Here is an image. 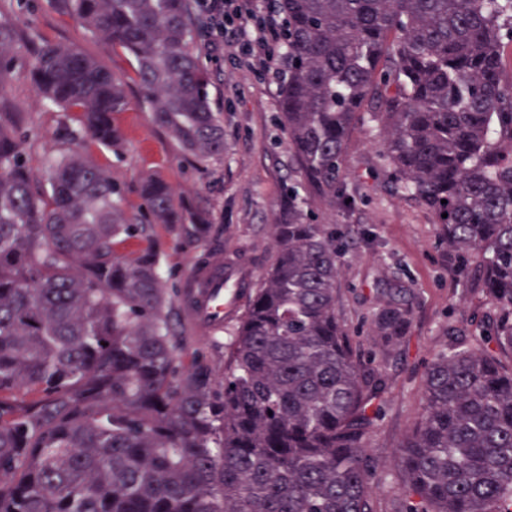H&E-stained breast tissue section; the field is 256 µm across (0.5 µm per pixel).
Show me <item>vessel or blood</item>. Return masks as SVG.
<instances>
[{
	"mask_svg": "<svg viewBox=\"0 0 512 512\" xmlns=\"http://www.w3.org/2000/svg\"><path fill=\"white\" fill-rule=\"evenodd\" d=\"M230 278L224 273V252L212 248L204 263L193 264L184 274L178 293L187 331L199 343H207L224 331V315L234 306L225 298Z\"/></svg>",
	"mask_w": 512,
	"mask_h": 512,
	"instance_id": "1",
	"label": "vessel or blood"
}]
</instances>
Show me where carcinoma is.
Returning <instances> with one entry per match:
<instances>
[{
  "instance_id": "cac0c4a2",
  "label": "carcinoma",
  "mask_w": 512,
  "mask_h": 512,
  "mask_svg": "<svg viewBox=\"0 0 512 512\" xmlns=\"http://www.w3.org/2000/svg\"><path fill=\"white\" fill-rule=\"evenodd\" d=\"M271 2L275 122L292 171L345 201L347 137L357 123L379 128L392 182L434 213L485 307L428 367L421 417L397 449L406 498L395 512H512V0ZM49 3L132 58L152 122L184 157L224 154L197 49L200 0ZM15 41L0 23V101ZM29 73L81 128L39 172L20 114L0 116V512H376L367 439L385 382L337 312L353 231L316 223L289 184L222 373L188 363L160 255L118 253L145 227L84 154L120 146L126 76L48 41ZM140 193L152 223L197 242L168 182L148 178ZM411 313L400 281L382 290L376 356Z\"/></svg>"
}]
</instances>
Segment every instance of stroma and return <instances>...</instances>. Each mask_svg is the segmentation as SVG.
<instances>
[{
  "label": "stroma",
  "instance_id": "obj_1",
  "mask_svg": "<svg viewBox=\"0 0 512 512\" xmlns=\"http://www.w3.org/2000/svg\"><path fill=\"white\" fill-rule=\"evenodd\" d=\"M0 21L22 35L76 45L112 71L127 74L131 106L115 116L123 135L122 150L89 148L91 157L106 164L122 185L124 207L143 210L142 180L162 177L177 190L196 223L207 225L211 237L223 243L225 266L248 270L254 279L264 273L274 248L269 226L286 201L291 175L288 144L272 123L278 81L246 54L235 25H225L223 35L202 42L209 98L224 128V155L194 164L180 154L166 130L152 123L141 88L130 78L129 58L102 36L56 11L48 0H0ZM0 110L23 113L25 156L36 169L45 155L63 145L60 119L74 128L79 125L77 117H63L35 90L23 66L14 70ZM381 153L378 129L357 126L348 138L342 165L343 185L354 206L335 205L315 195L309 208L319 223L359 233L357 245L343 257L338 311L361 360H368L377 342L371 318L379 307L380 288L398 279L414 294L406 333L381 366L386 383L383 417L368 438L367 453L376 465V510L391 512L393 503L405 498L396 478V449L422 413L425 368L470 323L480 302L452 271L434 214L394 189ZM148 246L159 251L165 284L173 292L190 263L203 255L200 247L183 246L167 224L149 225L146 238L129 240L122 253L132 257Z\"/></svg>",
  "mask_w": 512,
  "mask_h": 512
}]
</instances>
